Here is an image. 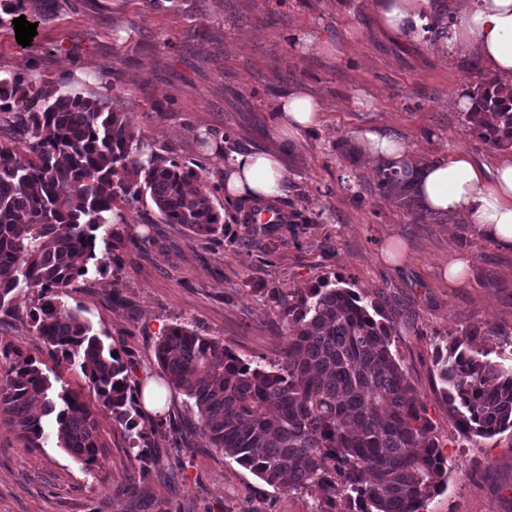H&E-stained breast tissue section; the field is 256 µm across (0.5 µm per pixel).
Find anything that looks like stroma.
I'll return each mask as SVG.
<instances>
[{
	"label": "stroma",
	"instance_id": "obj_1",
	"mask_svg": "<svg viewBox=\"0 0 512 512\" xmlns=\"http://www.w3.org/2000/svg\"><path fill=\"white\" fill-rule=\"evenodd\" d=\"M25 16L42 14L32 47L18 44L11 16L0 19V73L17 72L60 93L104 95L126 113L159 156L199 163V189L224 216L235 240L204 239L162 223L150 200L126 221L97 233L95 262L63 301L105 344L130 351L136 377L159 376L154 349L181 324L241 357L279 359L285 324L264 294L303 289L320 278L349 281L364 302L390 320L392 352L429 415L446 460L448 482L428 512H512V430L463 439L435 385L437 345L461 329L497 325L486 347H512V251L472 225L417 224L381 194L377 168L354 146L367 126L396 132L426 159L462 149L482 162L498 152L472 138L452 101L486 78L478 57L447 58L432 42H399L379 28L371 0H24ZM307 35L302 45L298 34ZM302 90L325 105L319 128L292 139L277 134L279 100ZM240 149L277 154L288 174L278 207L307 218L275 248L248 241L224 198V159L213 142L225 134ZM144 236L141 247L131 234ZM469 261L459 284L443 265ZM109 265L99 269L97 261ZM37 299L19 288L0 309V341L41 358L31 330ZM81 391L106 449L93 468L48 435L28 449L0 423V512H315L317 495L267 486L211 448L196 428L197 411L170 391L167 414L182 446L155 436L159 459L141 473L127 435L97 401L79 366L61 370ZM138 491L129 495L127 484Z\"/></svg>",
	"mask_w": 512,
	"mask_h": 512
}]
</instances>
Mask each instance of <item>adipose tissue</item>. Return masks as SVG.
Segmentation results:
<instances>
[{
  "label": "adipose tissue",
  "mask_w": 512,
  "mask_h": 512,
  "mask_svg": "<svg viewBox=\"0 0 512 512\" xmlns=\"http://www.w3.org/2000/svg\"><path fill=\"white\" fill-rule=\"evenodd\" d=\"M448 36L440 48L448 57L477 54L489 73L512 83V0H452ZM381 28L403 41L424 38L436 0H374ZM321 101L299 91L279 104L280 127L296 138L321 123ZM368 159L388 171L410 170L427 207L452 213L475 225L483 237L512 248V155L493 168L479 165L462 150L423 160L392 133L379 128L357 132ZM287 176L279 159L261 151L232 154L224 164V196L232 202L268 201L283 195Z\"/></svg>",
  "instance_id": "ef3b65f1"
}]
</instances>
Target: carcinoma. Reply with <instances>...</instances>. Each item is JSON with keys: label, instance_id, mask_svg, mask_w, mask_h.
Listing matches in <instances>:
<instances>
[{"label": "carcinoma", "instance_id": "obj_1", "mask_svg": "<svg viewBox=\"0 0 512 512\" xmlns=\"http://www.w3.org/2000/svg\"><path fill=\"white\" fill-rule=\"evenodd\" d=\"M464 113L473 138L512 149V85L489 77L469 94ZM0 308L20 285L37 291L29 316L56 365L77 362L98 402L128 434L147 473L158 463L152 438L176 436L166 421L145 422L134 361L115 353L89 322L64 306L66 289L95 258L96 232L124 219L119 204L148 197L163 223L204 238L226 235L224 215L193 187L203 167L146 153L124 112L102 98L56 94L22 76L0 75ZM383 194L422 224H441L411 184L378 172ZM239 223L273 236L298 227L296 213L255 224L257 205H239ZM343 280L320 279L304 290H265L286 323L281 360L264 366L181 325L156 343L166 383L197 410L198 429L267 485L317 490L325 508L347 502L356 512H427L448 472L435 427L392 353L382 309L365 305ZM498 326L465 328L437 346L438 388L462 437L492 438L512 429V363L489 357L484 344ZM0 416L41 448L44 418L55 415L57 447L91 467L102 454L93 413L81 392L55 387L44 362L0 344Z\"/></svg>", "mask_w": 512, "mask_h": 512}]
</instances>
